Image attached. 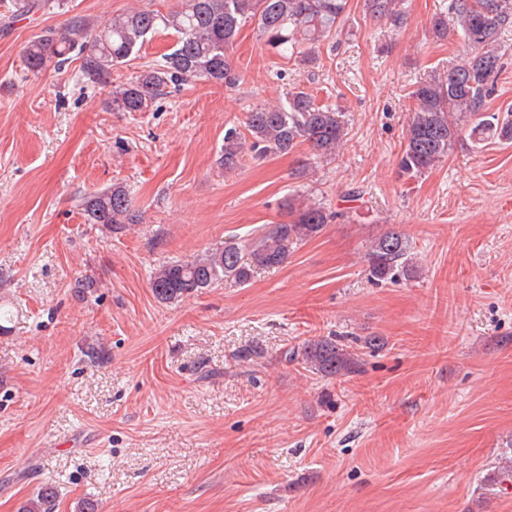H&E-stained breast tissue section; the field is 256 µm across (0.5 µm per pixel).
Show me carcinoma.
I'll return each mask as SVG.
<instances>
[{"instance_id": "obj_1", "label": "carcinoma", "mask_w": 512, "mask_h": 512, "mask_svg": "<svg viewBox=\"0 0 512 512\" xmlns=\"http://www.w3.org/2000/svg\"><path fill=\"white\" fill-rule=\"evenodd\" d=\"M49 2L64 5V0H13L12 7L28 14ZM368 5L374 17L391 27L404 23L401 0H368ZM346 6L347 0H182L181 8L167 16L135 9L99 25L75 16L62 31L47 28L30 41L25 62L28 70L37 74L51 64L65 65L77 49L82 77L109 88V108L146 112L161 96L198 80L235 85L239 77L229 52L248 23L280 54H299L303 64H316L315 55L302 47L332 37ZM161 26L177 34L172 51L130 81L112 86V70L126 63ZM431 30L440 39L459 36L470 52L411 92L414 106L399 160L401 172L411 178L447 158L465 129L473 136L484 134L502 144L512 143V120H501L483 110L502 69L503 38L512 33V0H449L448 12L433 18ZM245 128V135L235 125L224 132L220 161L224 174L237 171L249 154L258 159L285 155L306 143L313 151V161L302 165L299 174L304 177L314 163L336 158L347 136L348 120L341 110L317 104L310 93L294 85L278 103L251 109ZM82 206L90 224L120 230L139 223L128 189L119 184L86 197ZM283 208L290 220L265 224L248 241L230 237L204 256L156 268L150 279L154 297L174 303L219 281L245 286L258 270L285 263L299 244L320 234L338 217L326 204L299 196L285 198ZM417 273L405 235L388 230L372 240L367 253L370 279L394 282ZM301 361L323 376L347 375L358 364L355 351L328 338L303 343ZM55 497L56 491L46 487L24 504L22 512H52Z\"/></svg>"}]
</instances>
